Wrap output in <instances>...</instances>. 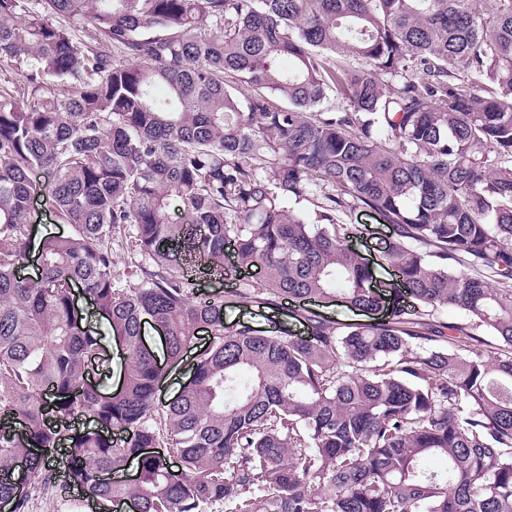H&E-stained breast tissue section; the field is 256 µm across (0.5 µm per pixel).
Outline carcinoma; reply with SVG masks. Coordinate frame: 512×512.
<instances>
[{
  "instance_id": "obj_1",
  "label": "carcinoma",
  "mask_w": 512,
  "mask_h": 512,
  "mask_svg": "<svg viewBox=\"0 0 512 512\" xmlns=\"http://www.w3.org/2000/svg\"><path fill=\"white\" fill-rule=\"evenodd\" d=\"M0 62L20 66L0 86L11 512L36 483L112 512H512V0H0ZM39 191L71 232L25 281ZM353 208L392 225L397 291L341 233ZM198 274L231 288L200 297ZM227 302L291 304L305 336L226 328ZM336 302L385 316L319 311Z\"/></svg>"
}]
</instances>
